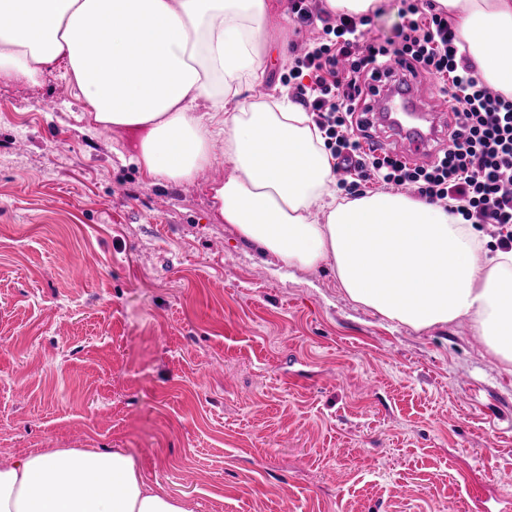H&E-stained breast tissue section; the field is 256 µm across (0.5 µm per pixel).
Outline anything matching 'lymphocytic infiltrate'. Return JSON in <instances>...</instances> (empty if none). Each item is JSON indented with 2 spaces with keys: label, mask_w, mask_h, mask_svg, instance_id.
Returning <instances> with one entry per match:
<instances>
[{
  "label": "lymphocytic infiltrate",
  "mask_w": 512,
  "mask_h": 512,
  "mask_svg": "<svg viewBox=\"0 0 512 512\" xmlns=\"http://www.w3.org/2000/svg\"><path fill=\"white\" fill-rule=\"evenodd\" d=\"M289 10L300 25L323 24L320 39L303 47L289 77L295 101L325 136L335 171L356 176L366 188L402 187L430 202H448L472 227L489 229L496 249L512 250V97L476 75L447 17L419 0H402L399 45L389 49L368 43L355 17L330 21L307 0H289ZM393 56L411 73L437 78L439 94L463 116L448 147L426 165L391 154L372 133L354 128L362 79H377Z\"/></svg>",
  "instance_id": "1"
}]
</instances>
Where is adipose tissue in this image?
<instances>
[{
  "instance_id": "1",
  "label": "adipose tissue",
  "mask_w": 512,
  "mask_h": 512,
  "mask_svg": "<svg viewBox=\"0 0 512 512\" xmlns=\"http://www.w3.org/2000/svg\"><path fill=\"white\" fill-rule=\"evenodd\" d=\"M436 2L481 78L512 94V54L495 49L512 40V0ZM281 30L274 0H0V80L34 84L65 61L88 124L137 133L147 178L189 182L225 163L212 200L257 252L289 269L329 264L352 302L417 332L470 319L512 371V251L487 259L442 203L338 197L307 113L260 92ZM0 512L188 510L126 454L55 449L0 459Z\"/></svg>"
}]
</instances>
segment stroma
<instances>
[{"label": "stroma", "mask_w": 512, "mask_h": 512, "mask_svg": "<svg viewBox=\"0 0 512 512\" xmlns=\"http://www.w3.org/2000/svg\"><path fill=\"white\" fill-rule=\"evenodd\" d=\"M277 4L271 95L318 34ZM221 169L145 178L65 63L0 82V458L118 449L188 512H512V374L472 323L275 273L214 207Z\"/></svg>", "instance_id": "stroma-1"}]
</instances>
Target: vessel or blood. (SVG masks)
<instances>
[{
    "instance_id": "b4317fda",
    "label": "vessel or blood",
    "mask_w": 512,
    "mask_h": 512,
    "mask_svg": "<svg viewBox=\"0 0 512 512\" xmlns=\"http://www.w3.org/2000/svg\"><path fill=\"white\" fill-rule=\"evenodd\" d=\"M385 69L389 77L370 94L366 120L389 133L407 159L419 162L435 156L457 122L447 99L429 101L400 58H390Z\"/></svg>"
}]
</instances>
